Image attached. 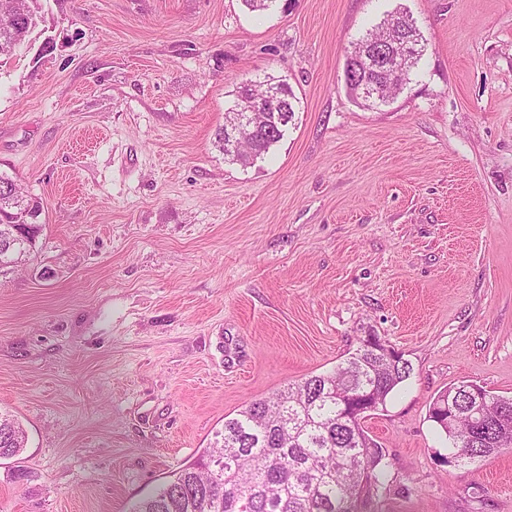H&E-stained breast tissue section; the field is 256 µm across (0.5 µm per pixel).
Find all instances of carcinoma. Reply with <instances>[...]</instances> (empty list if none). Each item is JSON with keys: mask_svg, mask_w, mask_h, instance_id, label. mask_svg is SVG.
<instances>
[{"mask_svg": "<svg viewBox=\"0 0 512 512\" xmlns=\"http://www.w3.org/2000/svg\"><path fill=\"white\" fill-rule=\"evenodd\" d=\"M40 18V0H0V43L23 44ZM393 28L424 43L415 22L396 11L355 43L349 55L363 53ZM413 71L372 72L369 80L382 86L388 103ZM277 88L280 96L265 111L263 125L242 138L228 161L245 166L284 137L295 114V95L285 82ZM40 211L37 199L0 173V250L6 245L5 225L33 223ZM412 371L407 359L393 360L359 340L334 372L305 378L224 418L211 446L131 512H359L363 496L381 484L387 463L357 413L384 408ZM477 390L483 398L478 426L470 410V385L444 390L429 409L430 420L450 447L463 449L464 460L512 449V398L481 386ZM24 448L25 430L0 413V458L15 457Z\"/></svg>", "mask_w": 512, "mask_h": 512, "instance_id": "obj_1", "label": "carcinoma"}]
</instances>
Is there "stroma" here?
Masks as SVG:
<instances>
[{"label":"stroma","mask_w":512,"mask_h":512,"mask_svg":"<svg viewBox=\"0 0 512 512\" xmlns=\"http://www.w3.org/2000/svg\"><path fill=\"white\" fill-rule=\"evenodd\" d=\"M0 60V172L42 206L0 271V512H130L226 416L333 372L372 334L411 377L363 421L361 512H512V450L449 461L429 418L512 396V0H42ZM405 9L426 51L394 103L345 57ZM285 80L292 125L251 165L215 146L239 87ZM25 447V430L14 418L0 412V458L18 456Z\"/></svg>","instance_id":"obj_1"}]
</instances>
